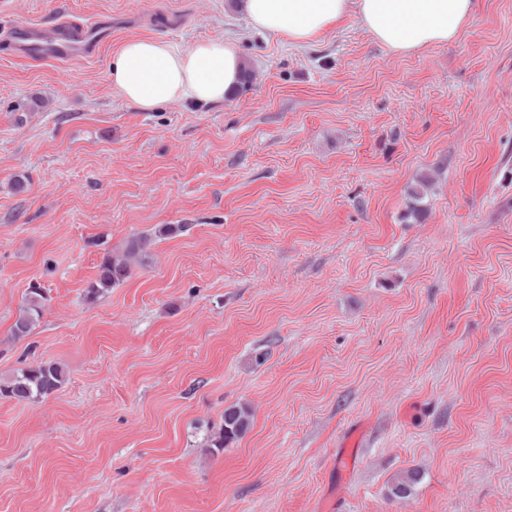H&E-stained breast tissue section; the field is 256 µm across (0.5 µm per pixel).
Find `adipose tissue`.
Masks as SVG:
<instances>
[{"mask_svg": "<svg viewBox=\"0 0 512 512\" xmlns=\"http://www.w3.org/2000/svg\"><path fill=\"white\" fill-rule=\"evenodd\" d=\"M250 27L296 45L319 40L353 17L391 52L410 55L454 40L469 25L474 0H243ZM115 91L151 111L176 100L218 102L240 88L244 66L236 39L224 36L173 48L161 39H132L113 54Z\"/></svg>", "mask_w": 512, "mask_h": 512, "instance_id": "obj_1", "label": "adipose tissue"}]
</instances>
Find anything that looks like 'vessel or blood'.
<instances>
[{
    "label": "vessel or blood",
    "mask_w": 512,
    "mask_h": 512,
    "mask_svg": "<svg viewBox=\"0 0 512 512\" xmlns=\"http://www.w3.org/2000/svg\"><path fill=\"white\" fill-rule=\"evenodd\" d=\"M110 31L105 18L85 23L61 21L53 25L12 22L7 26L10 41L24 55L37 61H68L92 56Z\"/></svg>",
    "instance_id": "b4317fda"
}]
</instances>
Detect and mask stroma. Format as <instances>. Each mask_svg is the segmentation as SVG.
I'll return each instance as SVG.
<instances>
[{"label":"stroma","mask_w":512,"mask_h":512,"mask_svg":"<svg viewBox=\"0 0 512 512\" xmlns=\"http://www.w3.org/2000/svg\"><path fill=\"white\" fill-rule=\"evenodd\" d=\"M474 2L400 56L354 19L288 43L234 0H0L112 26L65 64L0 43V375L66 372L0 399V512H512V0ZM229 34L253 80L224 102L144 112L112 87L126 39ZM135 234L147 262L88 302ZM230 406L251 426L211 447ZM44 297L40 285H33L28 289L23 304L18 309V314L11 326V336L20 340L30 336L42 316ZM66 381L64 369L53 362L25 366L13 374L0 376V397L18 402H34L49 397Z\"/></svg>","instance_id":"35a3bbf8"}]
</instances>
